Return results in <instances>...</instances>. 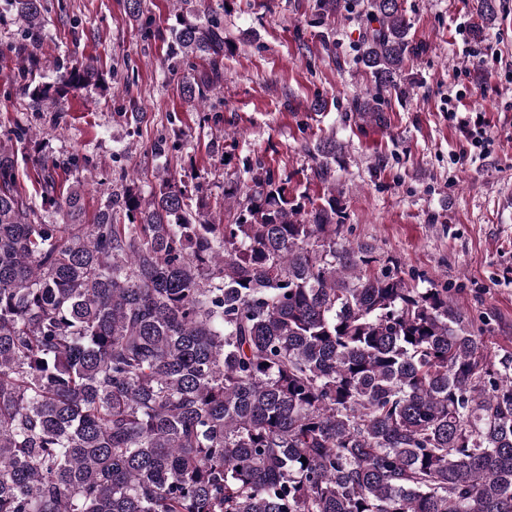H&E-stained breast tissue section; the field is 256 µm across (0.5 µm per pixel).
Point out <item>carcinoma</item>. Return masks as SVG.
<instances>
[{
  "label": "carcinoma",
  "instance_id": "carcinoma-1",
  "mask_svg": "<svg viewBox=\"0 0 512 512\" xmlns=\"http://www.w3.org/2000/svg\"><path fill=\"white\" fill-rule=\"evenodd\" d=\"M24 79L45 0H6ZM176 16L165 62L202 103L221 86L224 0ZM381 116L409 38L400 0H362ZM144 38L145 0H124ZM474 38L496 19L477 0ZM204 60L198 76L187 63ZM108 86L92 61L29 91L33 111ZM0 138V512H512V356L492 360L446 288L367 273L335 189L305 211L275 171L244 163L224 221L182 179L149 193L122 172L90 224L84 181L32 160L40 202ZM333 179L336 140L317 147ZM307 462H302L301 458Z\"/></svg>",
  "mask_w": 512,
  "mask_h": 512
}]
</instances>
